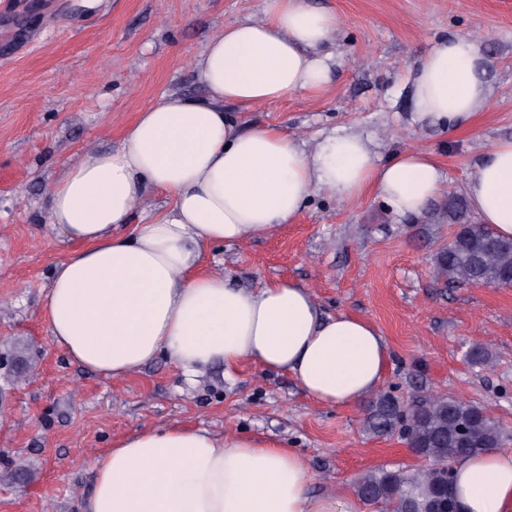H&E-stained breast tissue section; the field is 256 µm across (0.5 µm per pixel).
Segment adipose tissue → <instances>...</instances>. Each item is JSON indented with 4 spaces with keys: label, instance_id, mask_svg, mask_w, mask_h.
Instances as JSON below:
<instances>
[{
    "label": "adipose tissue",
    "instance_id": "obj_1",
    "mask_svg": "<svg viewBox=\"0 0 512 512\" xmlns=\"http://www.w3.org/2000/svg\"><path fill=\"white\" fill-rule=\"evenodd\" d=\"M336 17L304 0H266L261 19L213 35L194 62L207 91L170 93L138 113L119 148L89 151L65 167L48 196V221L74 246L58 263L43 314L66 357L119 378L166 356L188 380L214 365L251 361L290 375L314 401L358 403L379 385L388 348L365 319L324 314L312 292L268 280L245 289L203 271L214 244L272 233L313 190L351 199L372 190L403 216L423 214L445 182L431 152L378 163L357 134L314 148L275 127L244 129L228 103L260 105L297 91L323 93ZM420 120H472L488 101L469 34L438 41L416 64ZM153 191L172 201L129 224ZM484 223L512 237V141L495 145L465 188ZM461 512H512V450L455 461ZM82 512H341L310 491L306 459L258 436L225 437L172 425L116 440L91 465Z\"/></svg>",
    "mask_w": 512,
    "mask_h": 512
}]
</instances>
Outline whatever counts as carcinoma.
<instances>
[{
    "instance_id": "1",
    "label": "carcinoma",
    "mask_w": 512,
    "mask_h": 512,
    "mask_svg": "<svg viewBox=\"0 0 512 512\" xmlns=\"http://www.w3.org/2000/svg\"><path fill=\"white\" fill-rule=\"evenodd\" d=\"M448 222L459 229L435 253V276L457 285L497 287L512 273V242L487 224H471L457 204ZM371 433L384 436L406 429V445L424 464L411 470L378 469L355 481L358 498L378 512H416L452 486V463L459 457L501 448L509 435L485 409L458 396L432 395L405 405L387 392L369 403L363 419Z\"/></svg>"
}]
</instances>
